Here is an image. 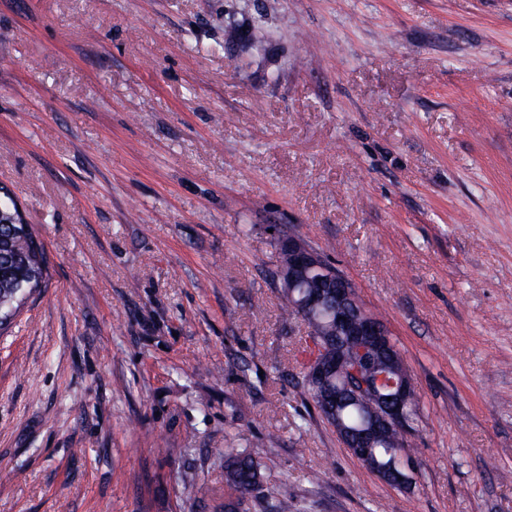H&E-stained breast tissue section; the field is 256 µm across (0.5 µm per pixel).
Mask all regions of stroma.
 I'll list each match as a JSON object with an SVG mask.
<instances>
[{
	"mask_svg": "<svg viewBox=\"0 0 512 512\" xmlns=\"http://www.w3.org/2000/svg\"><path fill=\"white\" fill-rule=\"evenodd\" d=\"M0 189V512H217L237 453L248 512H512V0H0ZM285 233L391 333L411 488L305 392ZM0 199V326L16 313L26 292L43 278L42 247L23 224L16 203ZM261 486L258 464L251 455L238 453L224 459V502L245 503L256 498Z\"/></svg>",
	"mask_w": 512,
	"mask_h": 512,
	"instance_id": "stroma-1",
	"label": "stroma"
}]
</instances>
